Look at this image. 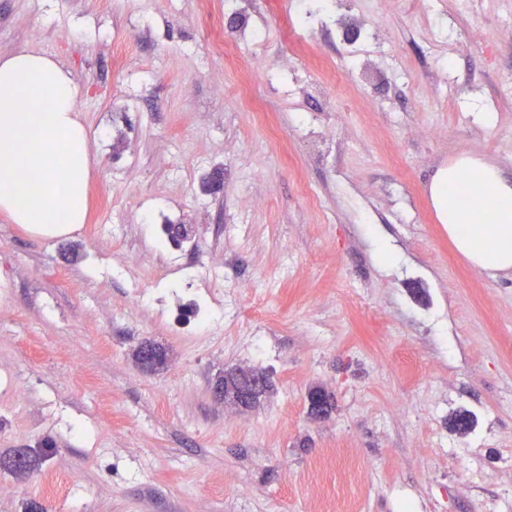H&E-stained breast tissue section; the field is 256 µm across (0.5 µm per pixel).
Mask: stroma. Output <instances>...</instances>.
<instances>
[{"label": "stroma", "instance_id": "stroma-1", "mask_svg": "<svg viewBox=\"0 0 512 512\" xmlns=\"http://www.w3.org/2000/svg\"><path fill=\"white\" fill-rule=\"evenodd\" d=\"M332 2L0 0V55L56 59L94 135L78 231L0 216V452L56 448L0 472V512H512V276L430 195L462 154L512 180V0H357L366 66L310 26ZM166 223L190 249L156 252ZM166 288L220 289L218 338L189 344ZM231 368L271 379L251 411L213 393ZM47 457L31 448H14L10 452L0 454V472H8L21 478L39 470Z\"/></svg>", "mask_w": 512, "mask_h": 512}]
</instances>
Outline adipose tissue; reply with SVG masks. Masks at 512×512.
Here are the masks:
<instances>
[{
  "mask_svg": "<svg viewBox=\"0 0 512 512\" xmlns=\"http://www.w3.org/2000/svg\"><path fill=\"white\" fill-rule=\"evenodd\" d=\"M80 89L57 61L21 49L0 56V215L40 237H59L87 215L91 144ZM438 218L455 250L489 276L512 273V181L469 154L431 184ZM490 215L487 244L475 224Z\"/></svg>",
  "mask_w": 512,
  "mask_h": 512,
  "instance_id": "1",
  "label": "adipose tissue"
}]
</instances>
